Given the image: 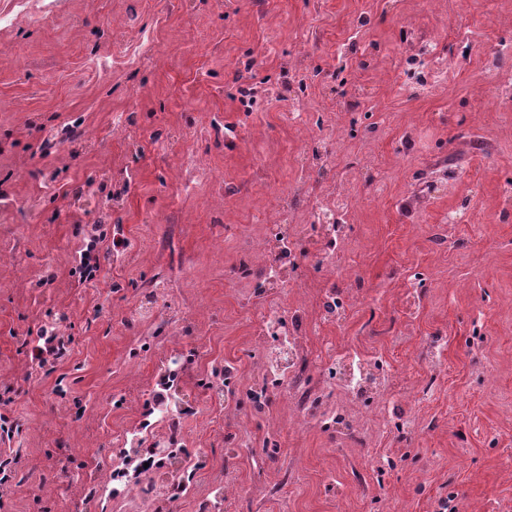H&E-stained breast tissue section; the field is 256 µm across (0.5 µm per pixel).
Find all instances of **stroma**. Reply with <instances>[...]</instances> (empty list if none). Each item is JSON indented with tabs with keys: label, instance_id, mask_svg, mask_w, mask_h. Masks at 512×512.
Returning a JSON list of instances; mask_svg holds the SVG:
<instances>
[{
	"label": "stroma",
	"instance_id": "35a3bbf8",
	"mask_svg": "<svg viewBox=\"0 0 512 512\" xmlns=\"http://www.w3.org/2000/svg\"><path fill=\"white\" fill-rule=\"evenodd\" d=\"M448 52L449 77L411 97L396 63L407 29ZM512 37V0H55L37 20L0 28V413L14 427L0 453L14 459L0 512H402L490 502L512 512V111L490 104L482 62ZM127 52L101 74L113 38ZM157 51L141 61L137 47ZM315 76L310 114L335 112L339 79L357 85L374 138L350 139L332 179L351 170L356 193L344 275L364 297L343 318L325 294L287 288L302 311L309 374L352 350L397 371L391 420L423 413L419 434L388 431L369 444L288 425V397L263 412L245 394L276 346L258 349L250 289L228 268L259 241L274 191L300 180L306 150L284 121L292 67ZM232 126L240 139L224 137ZM196 150L216 180L191 185ZM374 152L386 176L369 197ZM435 199L419 204V186ZM474 219L452 224L450 210ZM446 225L444 245L419 230ZM124 238L98 286L76 269L91 235ZM161 289L162 304L152 292ZM69 352L32 361L41 329ZM444 341L437 373L420 350ZM428 388L421 403L404 390ZM177 405L169 429L151 396ZM193 464L179 497L141 474L146 498L117 494L126 463L168 444Z\"/></svg>",
	"mask_w": 512,
	"mask_h": 512
}]
</instances>
